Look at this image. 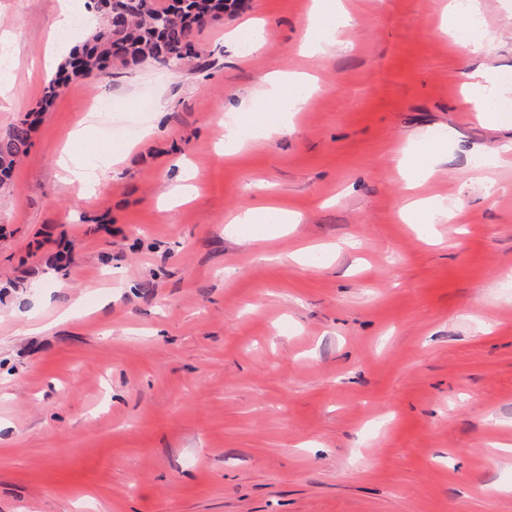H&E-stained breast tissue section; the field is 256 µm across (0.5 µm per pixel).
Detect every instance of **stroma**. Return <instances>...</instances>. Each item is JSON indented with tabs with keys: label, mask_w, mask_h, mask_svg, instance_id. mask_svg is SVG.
I'll return each mask as SVG.
<instances>
[{
	"label": "stroma",
	"mask_w": 512,
	"mask_h": 512,
	"mask_svg": "<svg viewBox=\"0 0 512 512\" xmlns=\"http://www.w3.org/2000/svg\"><path fill=\"white\" fill-rule=\"evenodd\" d=\"M446 2L350 0L309 58L310 0H245L196 31L203 70L59 92L0 188V512H512V115L460 105L478 64L512 77V0H479L485 59L440 32ZM56 9L0 0V128L43 99ZM294 70L317 78L303 110L225 158L235 109ZM95 110L85 198L58 157ZM422 134L442 152L420 192L456 214L418 226L396 160ZM186 166L196 197L167 205ZM249 199L300 221L252 240L228 221Z\"/></svg>",
	"instance_id": "1"
}]
</instances>
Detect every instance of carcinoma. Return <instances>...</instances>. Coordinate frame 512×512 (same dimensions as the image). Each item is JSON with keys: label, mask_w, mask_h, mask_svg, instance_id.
Returning a JSON list of instances; mask_svg holds the SVG:
<instances>
[{"label": "carcinoma", "mask_w": 512, "mask_h": 512, "mask_svg": "<svg viewBox=\"0 0 512 512\" xmlns=\"http://www.w3.org/2000/svg\"><path fill=\"white\" fill-rule=\"evenodd\" d=\"M229 0H174L161 6L158 0H97L100 21L66 59L44 94L50 103L59 89L78 78H112L110 62L140 63L147 59L163 64L197 63L194 31L224 14ZM38 113L28 112L0 129V187L11 180L19 161L30 147Z\"/></svg>", "instance_id": "carcinoma-1"}]
</instances>
